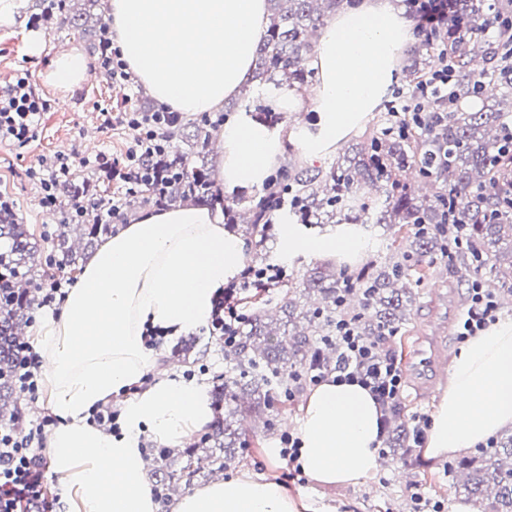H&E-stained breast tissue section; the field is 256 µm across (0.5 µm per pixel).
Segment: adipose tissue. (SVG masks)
<instances>
[{
  "mask_svg": "<svg viewBox=\"0 0 512 512\" xmlns=\"http://www.w3.org/2000/svg\"><path fill=\"white\" fill-rule=\"evenodd\" d=\"M113 43L140 84L160 104L191 118L223 110L251 87L252 63L268 24L267 0H106ZM406 22L388 0L347 6L321 31L309 57L315 92H281L271 112H315L310 127L269 125L244 114L216 130L213 180L230 194L262 188L289 144L318 159L336 150L375 111L396 70ZM90 69L81 47L57 52L44 77L64 93L80 89ZM246 238L206 207L149 210L90 256L57 314L37 332L40 374L59 424L48 445L53 480L73 493V512H159L138 442L179 444L208 425L209 396L195 379L157 374L147 326L177 336L205 324L219 288L237 276ZM133 384L141 390L125 398ZM123 397L121 434L88 417ZM379 409L355 383L325 381L307 397L299 423L301 467L325 487L355 485L380 467ZM512 428V318L472 338L450 367L424 454L459 455ZM307 503L266 478L218 480L188 490L170 512H307Z\"/></svg>",
  "mask_w": 512,
  "mask_h": 512,
  "instance_id": "adipose-tissue-1",
  "label": "adipose tissue"
}]
</instances>
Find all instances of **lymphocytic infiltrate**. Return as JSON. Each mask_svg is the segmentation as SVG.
Instances as JSON below:
<instances>
[{
    "instance_id": "1",
    "label": "lymphocytic infiltrate",
    "mask_w": 512,
    "mask_h": 512,
    "mask_svg": "<svg viewBox=\"0 0 512 512\" xmlns=\"http://www.w3.org/2000/svg\"><path fill=\"white\" fill-rule=\"evenodd\" d=\"M406 13L414 23L416 34L429 39L438 51L434 69L410 88H395L387 109L391 128L406 136L414 130H436L442 110L457 105L461 95H477L478 87L461 89L455 69L448 59V23L458 20L459 0H405ZM50 104L31 83L29 73L17 74L0 86V144L23 146L34 138L42 117ZM178 113L137 112L123 108L104 112L102 125L113 129L129 126L138 136L123 158L112 159L101 154L80 162L57 156L40 161L30 168V178L40 184L42 206L54 203L55 189L69 180L75 166L92 167L111 181L126 185V194L104 207L98 220L115 224L124 217V210L140 186H164L171 179L173 165L164 139L167 127L179 124ZM284 265L271 262L246 267L239 278L227 283L213 301L210 335L220 336L225 346H234L248 316L244 306L246 294L253 289L269 291L286 282ZM496 293L483 280H474L467 288L466 304L457 326L458 342H465L484 331L497 319ZM361 315L339 319L330 341L336 348L333 364L310 367L301 373L303 384L316 385L327 379L339 383H356L368 389L382 413L396 409L403 392V376L399 360L386 348L384 341H369L361 336ZM55 417L47 415L29 430L0 427V512H58L59 497H51L46 488L47 461L42 454L48 432L56 425Z\"/></svg>"
}]
</instances>
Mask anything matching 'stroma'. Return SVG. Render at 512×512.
Listing matches in <instances>:
<instances>
[{"label": "stroma", "mask_w": 512, "mask_h": 512, "mask_svg": "<svg viewBox=\"0 0 512 512\" xmlns=\"http://www.w3.org/2000/svg\"><path fill=\"white\" fill-rule=\"evenodd\" d=\"M33 30L44 34L45 46L38 54L31 53L27 46V36ZM83 42L80 32L59 29L52 19L38 20L37 11L33 8L24 9L13 27L0 28V86L12 81L16 73L30 72L37 92L51 104L37 136L27 146H0V193L12 197L22 222L37 234L50 228L52 222L47 210L39 205V188L27 178V169L41 159L62 152L79 157L90 152L111 157L121 155L131 141V133L124 127L113 131L104 129L101 125L102 112L117 111L126 101L135 108L153 103L152 98L132 80L121 86L87 83L72 98L63 99L57 87L43 80L42 73L56 51ZM288 226L306 239L341 240L348 236L342 226L322 230L303 224L292 226L287 220L277 219L266 242L252 244L249 261L257 264L267 255L275 259L287 258L288 278L295 284L301 283L307 271L319 264L321 258L298 251L284 252L282 233ZM464 289V283L459 282L454 274L453 263L434 260L427 279L414 290L409 334L402 338L388 337L390 349L408 353L418 337L432 335L448 311L458 310L463 302ZM179 343V338L169 339L162 349L163 357L171 359L174 368L201 370V379L207 384L211 383L213 376L223 373V342L198 335L195 347L176 359L172 351ZM310 392V387L306 386L296 392L293 400L279 401L269 414V425L245 427L244 447L237 457L219 473L214 471L211 463H204L197 485L202 486L221 477H280L281 465L270 464L265 450L280 447L282 433L296 428L301 405ZM445 466V461L425 458L422 449L418 448L409 454L386 456L384 465L373 479L361 484L327 489L309 479L302 484H289L288 489L295 495L324 505L326 512H408L410 497L418 488L448 504L459 501L456 484L449 481ZM402 467L410 472L408 480H401L397 475Z\"/></svg>", "instance_id": "obj_1"}]
</instances>
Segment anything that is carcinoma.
<instances>
[{
  "instance_id": "carcinoma-1",
  "label": "carcinoma",
  "mask_w": 512,
  "mask_h": 512,
  "mask_svg": "<svg viewBox=\"0 0 512 512\" xmlns=\"http://www.w3.org/2000/svg\"><path fill=\"white\" fill-rule=\"evenodd\" d=\"M354 0H268V29L255 51L256 76L277 89L299 90L315 82L314 71L305 68L318 29L336 15L343 2ZM469 31L448 39V58L455 65L462 87L482 81L487 71L497 78L500 93L477 112L448 110V120L432 134L411 133L401 137L378 127L327 167L302 166L292 158L282 169L291 186L296 207L290 210L299 224H353L360 242L371 245L377 224L407 227L410 248L396 242L386 245L381 260L367 261L351 274L347 267L317 266L308 271L302 287L288 291L276 307L282 313L259 307L253 311L236 346L224 350L230 375L214 376L211 398L220 414L195 444L177 453L163 450L156 457L154 489L168 496L180 483L198 477L199 445L211 450L210 458L222 471L242 443V429L221 411L230 409L242 395L250 397L255 413L270 411L279 391L288 387L295 370L319 353L328 359L323 336L336 331V316L364 306L367 316L360 332L375 340L384 330H397L407 320L411 282L426 277L424 260L446 244L440 236L447 221L444 198L458 201L469 224L470 250L462 255L464 271L489 269L492 286L512 293V154L497 155L504 144L506 124L512 122V80L500 70L498 44L487 40L483 29L489 22L483 0H460ZM43 16L56 18L62 29L81 27L83 13L75 0H35ZM214 127L202 123L171 129L170 159L177 163V180L164 191L143 189L135 203L160 206L190 200L212 207L221 202L210 177L206 147ZM426 167L424 180L433 189L419 197L403 181L409 168ZM101 195L99 180L91 171L74 174L57 191L65 204V217L75 215L73 204L82 192ZM275 198L261 194L247 207L250 234L260 235L262 216ZM112 234V225L97 222L92 211L76 223H63L41 236L31 233L17 212L0 216V420L9 427L22 421L20 392L12 377L16 347L24 341L38 290L65 270L76 271L82 252ZM354 279L351 293L343 292L347 276ZM408 424L391 429L387 444L408 448ZM448 468L461 493L478 512H512V434L492 438Z\"/></svg>"
}]
</instances>
